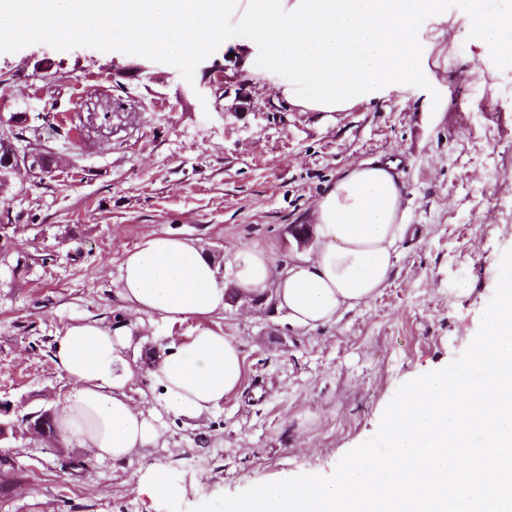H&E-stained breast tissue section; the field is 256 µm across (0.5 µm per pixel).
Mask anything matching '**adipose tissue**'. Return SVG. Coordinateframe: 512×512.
<instances>
[{
  "mask_svg": "<svg viewBox=\"0 0 512 512\" xmlns=\"http://www.w3.org/2000/svg\"><path fill=\"white\" fill-rule=\"evenodd\" d=\"M402 185L391 164L364 162L346 171L316 202V245L298 263L277 266L249 248L233 257L225 279L195 241L147 237L125 254L119 295L132 312L167 324L196 321L187 341L171 343L158 361L124 355L128 326L75 319L53 338L51 361L72 386L57 415L60 444L92 449L96 458L132 463L162 437L154 411L130 391L142 378L160 390L166 413L198 419L220 408L244 381L239 341L206 327L223 313L231 289L254 295L273 289L279 310L296 328L339 321L386 285L398 241L407 232Z\"/></svg>",
  "mask_w": 512,
  "mask_h": 512,
  "instance_id": "obj_1",
  "label": "adipose tissue"
}]
</instances>
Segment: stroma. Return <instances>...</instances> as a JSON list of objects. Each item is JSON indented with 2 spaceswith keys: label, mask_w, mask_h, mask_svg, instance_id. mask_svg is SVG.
Listing matches in <instances>:
<instances>
[{
  "label": "stroma",
  "mask_w": 512,
  "mask_h": 512,
  "mask_svg": "<svg viewBox=\"0 0 512 512\" xmlns=\"http://www.w3.org/2000/svg\"><path fill=\"white\" fill-rule=\"evenodd\" d=\"M419 42L429 89L407 84L345 112L269 111L280 78L253 77L235 37L189 82L117 50L0 52V119L37 114L48 76L57 124L81 129H42L53 176L13 178L12 223L0 234L32 262L17 270L0 258L1 400L60 410L71 386L50 344L73 319L134 326L139 356L191 335L192 321L140 323L119 296L122 258L147 236L197 241L224 274L242 247L293 263L304 248L291 226L312 223L318 198L350 168L388 160L410 224L385 287L336 324L298 329L245 298L209 319L242 345V386L201 419L159 414L163 437L132 464L11 440L16 470L0 486V512H167L132 477L150 466L171 473L180 512L261 483L332 475L376 433L401 385L469 346L512 248V67L493 64L457 7L426 19ZM214 67L245 84L249 110L225 111L209 85Z\"/></svg>",
  "instance_id": "stroma-1"
}]
</instances>
